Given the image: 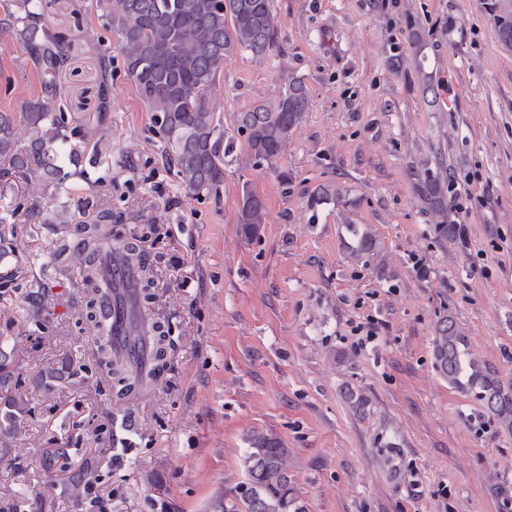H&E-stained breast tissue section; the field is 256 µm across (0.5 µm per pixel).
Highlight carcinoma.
<instances>
[{
  "mask_svg": "<svg viewBox=\"0 0 512 512\" xmlns=\"http://www.w3.org/2000/svg\"><path fill=\"white\" fill-rule=\"evenodd\" d=\"M101 11L105 25L115 37L124 72L152 113L166 160L180 182L195 195L210 196L224 183V127L220 104L210 96L224 60L238 50L261 58L271 50L275 23L271 0H96L88 8ZM495 32L506 49L512 50V0H490ZM0 35L15 39L28 54L41 77L40 91L21 112L0 111V187L12 184L52 186L59 192L71 176L85 171L65 170L64 163L78 164L85 143V127L76 123L64 102L57 77L67 62L70 37L52 27L40 0H4L0 5ZM104 76L100 84L101 106L96 125L106 120L111 95L112 55L104 51ZM308 94L300 81H293L270 104L241 113L239 129L246 133V145L258 162L277 158L289 134L300 125L308 110ZM452 177L419 178L417 189L429 209L438 217L434 233L440 239L459 236L460 224L448 223V193ZM342 196L334 184H325L308 195L315 208ZM36 203L15 197L0 207V263L15 257V218L35 210ZM83 219L61 225L62 237L50 255L51 267L60 273L79 262L83 309L81 323L104 338L96 345L98 368L106 377L113 397L124 399L146 381L155 380L166 367V331L158 327L150 374L112 353L110 329L99 314L101 256L115 249L139 258L141 300L155 299L154 275L150 264L133 243L113 235L112 209L88 201L77 206ZM237 223L247 237L256 235L267 223L265 202L249 186L243 187ZM351 237L349 255L369 266L384 279L391 277L384 246L373 230L363 224H345ZM26 315L40 320L44 293L40 283L23 292ZM17 344L0 336V396L5 412L0 420V446L24 428L29 412L26 394L13 384L11 361ZM435 366L448 384L474 396L487 414L512 430V391L501 383L496 371L476 359L468 338L449 316L441 318L433 337ZM243 459L248 477L240 500H224V512H305L293 492L288 475L287 449L273 434L254 431L247 438Z\"/></svg>",
  "mask_w": 512,
  "mask_h": 512,
  "instance_id": "obj_1",
  "label": "carcinoma"
}]
</instances>
